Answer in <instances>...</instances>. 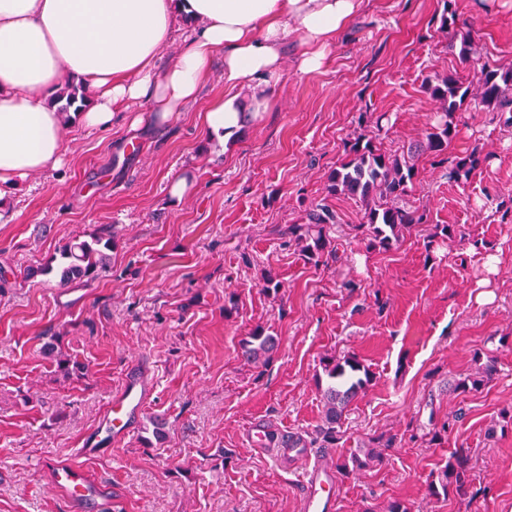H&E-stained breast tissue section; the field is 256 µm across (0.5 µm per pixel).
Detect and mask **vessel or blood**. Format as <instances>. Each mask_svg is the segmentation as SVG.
Returning a JSON list of instances; mask_svg holds the SVG:
<instances>
[{
    "mask_svg": "<svg viewBox=\"0 0 512 512\" xmlns=\"http://www.w3.org/2000/svg\"><path fill=\"white\" fill-rule=\"evenodd\" d=\"M153 394L154 385L146 368L141 365L128 368L99 419L91 447L77 449L74 458L52 462L48 470L49 482L75 512H84L89 506L95 512H103L109 502L106 485L89 472L82 460L110 454L133 434ZM248 437L254 447L270 454L284 469L293 467L300 458L313 457V464L307 465L297 488L301 512H335L339 485L330 460L331 450H323L315 457L310 449L289 447L287 431L267 422L256 423Z\"/></svg>",
    "mask_w": 512,
    "mask_h": 512,
    "instance_id": "obj_1",
    "label": "vessel or blood"
}]
</instances>
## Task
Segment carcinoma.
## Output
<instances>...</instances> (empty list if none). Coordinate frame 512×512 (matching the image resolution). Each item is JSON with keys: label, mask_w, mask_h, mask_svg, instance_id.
I'll return each mask as SVG.
<instances>
[{"label": "carcinoma", "mask_w": 512, "mask_h": 512, "mask_svg": "<svg viewBox=\"0 0 512 512\" xmlns=\"http://www.w3.org/2000/svg\"><path fill=\"white\" fill-rule=\"evenodd\" d=\"M424 89L440 104L442 116L430 127L425 138L411 145L402 155L388 154L376 138L361 134L348 144V161L331 170L325 177V190L330 196L344 194L361 203L364 222L358 225L368 236V246L389 249L400 235L415 224L425 223L426 216L405 206L404 200L417 175L416 159L424 154L439 157L448 151L454 136L453 115L467 99L480 102L498 112H512V67L484 66L477 80L466 85L452 76H436L426 80ZM487 156L475 151L459 159L451 174L466 176L486 162ZM337 223L336 214L325 205H316L306 213L302 224H290L285 231L288 242L300 247L303 256L318 265L323 260L338 259V249L327 226ZM113 235L97 236L91 240L67 242L59 250L63 264L59 284L73 280L92 281L106 269V251L112 248ZM278 341L261 330L252 333L244 343L241 356L252 363L264 362L276 352ZM328 378L323 389L322 425L317 427L321 448L336 447V425L349 405L364 392L370 378L356 357L348 356L339 362L334 357L322 361ZM497 372L495 361L487 358L475 372L449 383L453 390L465 393L490 383ZM396 437L380 434L362 445L351 457L336 463L344 477L384 459L385 450L394 447ZM468 457L456 448L448 462L437 471L429 483L431 494L464 498L468 494Z\"/></svg>", "instance_id": "1"}]
</instances>
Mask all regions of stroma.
Instances as JSON below:
<instances>
[{
    "instance_id": "1",
    "label": "stroma",
    "mask_w": 512,
    "mask_h": 512,
    "mask_svg": "<svg viewBox=\"0 0 512 512\" xmlns=\"http://www.w3.org/2000/svg\"><path fill=\"white\" fill-rule=\"evenodd\" d=\"M445 12L457 20L450 33L439 28ZM300 51L289 41L267 112L234 146L212 141L204 123L224 95L219 54L195 101L167 122L121 112L104 131L72 123L62 166L22 180L0 210V512H68L43 464L83 446L135 360L150 366L154 398L133 437L85 462L110 480L112 512H299L301 469H279L247 430L266 418L313 433L320 360L347 355L371 382L339 424L336 455L382 433L399 442L341 479L336 512L395 502L512 512V423L500 418L512 409V116L471 102L455 112L448 162L420 156L406 198L427 221L390 250L357 237L359 202L326 195L323 180L362 132L378 130L393 154L424 138L440 110L427 79L467 83L482 65L512 67V0H362L324 69L300 73ZM476 148L487 161L449 179L451 160ZM182 178L192 187L178 197ZM322 202L338 219L340 258L317 267L281 231ZM440 226L448 239L429 247ZM106 229V271L60 286L46 269L59 246ZM268 274L278 290H264ZM257 328L279 346L255 364L241 346ZM50 344L79 369L58 372ZM487 355L498 363L491 383L447 390ZM457 448L470 459L468 495H430L431 473Z\"/></svg>"
}]
</instances>
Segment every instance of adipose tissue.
<instances>
[{"mask_svg": "<svg viewBox=\"0 0 512 512\" xmlns=\"http://www.w3.org/2000/svg\"><path fill=\"white\" fill-rule=\"evenodd\" d=\"M362 0H0V200L30 175L60 166L68 119L50 97L69 79L86 102L77 118L108 128L120 107L147 104L166 120L193 101L224 54L226 93L205 114L210 136L234 140L268 107L284 72L283 45L298 39L297 68L327 62ZM194 32L166 68L157 61L177 23ZM251 91L243 106L240 88Z\"/></svg>", "mask_w": 512, "mask_h": 512, "instance_id": "1", "label": "adipose tissue"}]
</instances>
